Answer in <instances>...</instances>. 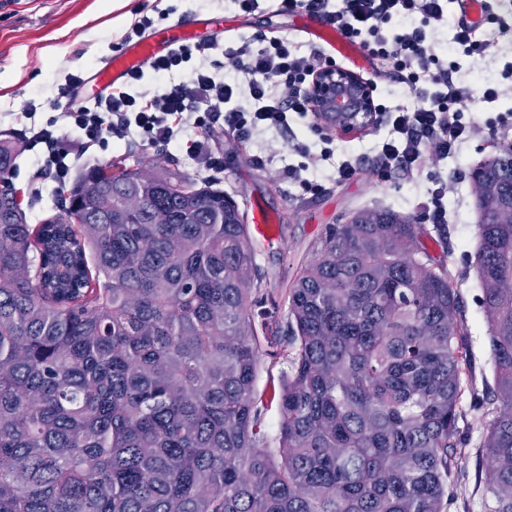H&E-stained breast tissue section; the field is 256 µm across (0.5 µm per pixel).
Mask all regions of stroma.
<instances>
[{
    "label": "stroma",
    "mask_w": 512,
    "mask_h": 512,
    "mask_svg": "<svg viewBox=\"0 0 512 512\" xmlns=\"http://www.w3.org/2000/svg\"><path fill=\"white\" fill-rule=\"evenodd\" d=\"M124 11L128 19L116 27L112 24L116 13L106 0H0V132L19 140L13 181L33 195L31 223H40L52 212L60 193L53 171L40 161L44 146L30 140L32 129L54 125L64 142L76 144L62 117L63 107L56 102L59 86L78 76L84 81L83 93L93 94L92 75L123 47L141 16L151 18L155 32L179 21L223 20L224 31L214 38L217 46L240 37H285L304 53L316 46L298 19L271 7L245 12L234 0H128ZM498 12L508 22V30H485L491 41L486 56L473 63L462 61L453 80L465 89L495 85L505 94L494 104L467 101L465 119L476 127V134L447 160L426 161L420 172L395 168L379 177L374 156L389 136L385 124L361 135L332 139L311 116L290 119L282 129L258 130L247 140L218 132L208 140L204 155L190 148L191 141L200 139L201 129L188 125L172 144L151 145L137 136L112 139L78 154L75 163L81 170L121 154L139 156L147 161L149 173L170 170L199 183L213 182L236 202L241 215H248L250 203H260L283 225L276 244L255 252L262 285L283 313L288 310L287 290L313 258L327 225L347 223L357 212L375 208L419 219L425 226L428 253L433 260L447 261L463 303L460 343L470 364V389L458 420V436L466 450L459 461L464 488L449 501L448 512H483L486 497L487 467L480 448L493 407L494 380L489 328L478 304L481 290L474 267L478 211L471 173L499 145L512 143V129L501 131L496 139L483 132L495 113L512 110V79L502 76L504 63L512 60V0H499ZM363 76L373 83L376 101L390 107L409 105V92L397 74L374 63ZM327 141L336 155H351L356 175L337 182L334 163L328 160L311 166L303 179L292 177L290 170L303 162L304 152L320 153ZM213 158L218 161L214 167L209 164ZM437 175L451 186L444 200L447 221L441 226L429 220L425 208L427 190Z\"/></svg>",
    "instance_id": "1"
}]
</instances>
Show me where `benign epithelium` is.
I'll return each mask as SVG.
<instances>
[{
    "label": "benign epithelium",
    "instance_id": "benign-epithelium-1",
    "mask_svg": "<svg viewBox=\"0 0 512 512\" xmlns=\"http://www.w3.org/2000/svg\"><path fill=\"white\" fill-rule=\"evenodd\" d=\"M310 106L321 127L348 135L376 123L372 84L345 68L318 71L308 89Z\"/></svg>",
    "mask_w": 512,
    "mask_h": 512
}]
</instances>
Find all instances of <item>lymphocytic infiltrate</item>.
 <instances>
[{"label":"lymphocytic infiltrate","mask_w":512,"mask_h":512,"mask_svg":"<svg viewBox=\"0 0 512 512\" xmlns=\"http://www.w3.org/2000/svg\"><path fill=\"white\" fill-rule=\"evenodd\" d=\"M452 0H277L287 14L302 9L323 14L345 38L369 47L372 55L396 72L411 94L407 107L377 104L378 117L390 137L375 155L379 176L393 168L420 171L427 158L442 161L456 153L473 135L464 120L467 92L451 74L459 68L456 55L476 60L489 41L465 21H457L448 45L449 63L433 51L432 33L448 15ZM193 49L182 46L156 57L149 65L165 76L192 63L188 80L167 83L156 91L131 93L142 71L132 72L125 86L97 98L94 107L76 103L77 78L58 90L67 101L63 117L85 145L109 138L140 134L151 144L175 140L178 127L194 120L197 127L228 130L249 139L262 128L279 129L289 115L307 116L310 106L306 81L322 67L319 52L300 53L285 38L265 44L243 40L223 50L224 66L193 62Z\"/></svg>","instance_id":"lymphocytic-infiltrate-1"}]
</instances>
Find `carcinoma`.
I'll return each instance as SVG.
<instances>
[{"instance_id": "cac0c4a2", "label": "carcinoma", "mask_w": 512, "mask_h": 512, "mask_svg": "<svg viewBox=\"0 0 512 512\" xmlns=\"http://www.w3.org/2000/svg\"><path fill=\"white\" fill-rule=\"evenodd\" d=\"M17 150L0 136V512H448L468 359L424 225L385 209L330 225L284 330L254 303L255 253L223 190L117 157L31 224ZM472 184L501 404L486 508L512 512V144ZM285 337L270 448L255 382Z\"/></svg>"}]
</instances>
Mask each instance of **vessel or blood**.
Returning <instances> with one entry per match:
<instances>
[{
  "label": "vessel or blood",
  "mask_w": 512,
  "mask_h": 512,
  "mask_svg": "<svg viewBox=\"0 0 512 512\" xmlns=\"http://www.w3.org/2000/svg\"><path fill=\"white\" fill-rule=\"evenodd\" d=\"M462 6L465 10V18L472 26L481 28L489 23L492 15L490 0H463ZM197 36V29L183 24H174L168 27L165 38L161 39L157 35L151 34L138 39L113 54L95 72L93 81L99 89L105 91L112 89L124 82L133 70L143 67L154 58L175 47L193 42ZM251 224V240L268 243L275 241L276 227L260 207H253Z\"/></svg>",
  "instance_id": "b4317fda"
}]
</instances>
